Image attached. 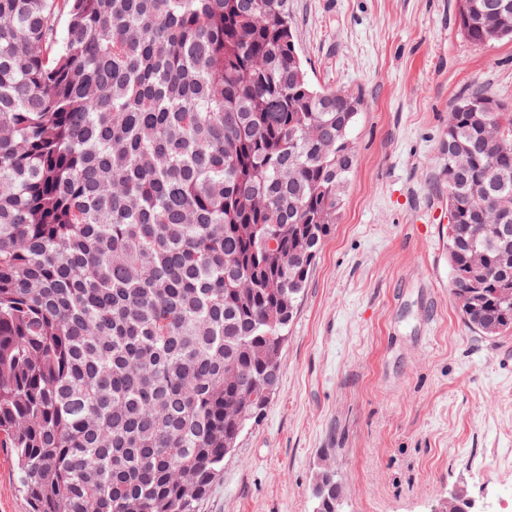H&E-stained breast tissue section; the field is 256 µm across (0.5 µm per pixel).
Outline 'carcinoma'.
Segmentation results:
<instances>
[{
	"label": "carcinoma",
	"instance_id": "cac0c4a2",
	"mask_svg": "<svg viewBox=\"0 0 512 512\" xmlns=\"http://www.w3.org/2000/svg\"><path fill=\"white\" fill-rule=\"evenodd\" d=\"M483 45L512 10L457 0ZM360 92L308 77L289 0H0V447L30 512H198L280 386ZM464 322L512 329V111L448 112ZM316 512L343 487L317 474Z\"/></svg>",
	"mask_w": 512,
	"mask_h": 512
}]
</instances>
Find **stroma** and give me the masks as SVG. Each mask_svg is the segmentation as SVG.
Listing matches in <instances>:
<instances>
[{
  "label": "stroma",
  "instance_id": "1",
  "mask_svg": "<svg viewBox=\"0 0 512 512\" xmlns=\"http://www.w3.org/2000/svg\"><path fill=\"white\" fill-rule=\"evenodd\" d=\"M311 80L359 90L344 205L288 329L280 392L198 512H439L466 488L512 512V331L479 335L450 288L448 112L480 86L512 108V41L471 43L455 0H290ZM0 512H29L0 448ZM314 498L317 504L316 512H340L343 487L333 468L323 467L317 474Z\"/></svg>",
  "mask_w": 512,
  "mask_h": 512
}]
</instances>
